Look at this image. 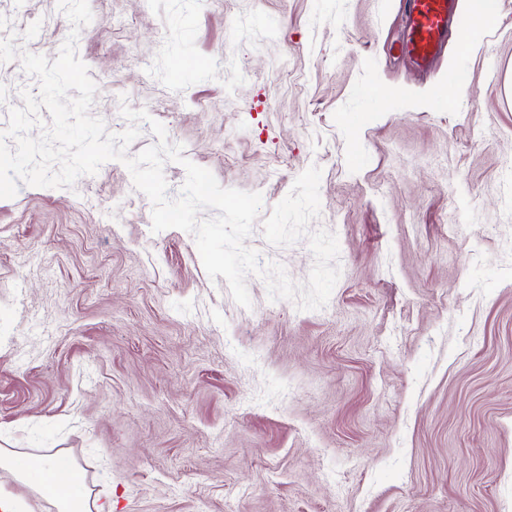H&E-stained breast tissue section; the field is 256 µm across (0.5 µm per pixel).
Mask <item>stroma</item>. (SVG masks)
<instances>
[{
	"mask_svg": "<svg viewBox=\"0 0 512 512\" xmlns=\"http://www.w3.org/2000/svg\"><path fill=\"white\" fill-rule=\"evenodd\" d=\"M92 116L121 106L262 216L310 166L340 277L250 307L191 233L151 229L127 168L0 199V448L65 456L113 512H512V0L437 67L400 0H89ZM58 0H0L55 60ZM0 63V130L22 91ZM448 96L446 111L436 109ZM297 283L307 239L245 241Z\"/></svg>",
	"mask_w": 512,
	"mask_h": 512,
	"instance_id": "obj_1",
	"label": "stroma"
}]
</instances>
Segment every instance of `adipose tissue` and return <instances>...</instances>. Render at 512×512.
<instances>
[{
	"label": "adipose tissue",
	"instance_id": "1",
	"mask_svg": "<svg viewBox=\"0 0 512 512\" xmlns=\"http://www.w3.org/2000/svg\"><path fill=\"white\" fill-rule=\"evenodd\" d=\"M36 471L16 466L11 451L0 448V470L16 482L29 486L35 494L45 495L57 512H112L111 503L90 506L89 493L73 468L61 466L56 458H37Z\"/></svg>",
	"mask_w": 512,
	"mask_h": 512
}]
</instances>
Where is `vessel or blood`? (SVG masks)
<instances>
[{"label":"vessel or blood","instance_id":"b4317fda","mask_svg":"<svg viewBox=\"0 0 512 512\" xmlns=\"http://www.w3.org/2000/svg\"><path fill=\"white\" fill-rule=\"evenodd\" d=\"M405 34L400 53L417 66L429 67L452 35L464 27L455 0H404Z\"/></svg>","mask_w":512,"mask_h":512}]
</instances>
